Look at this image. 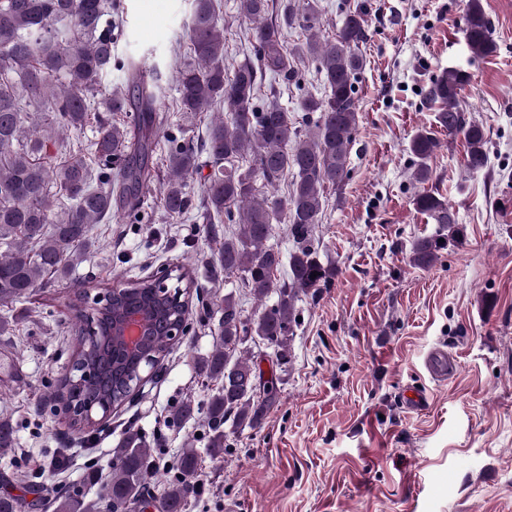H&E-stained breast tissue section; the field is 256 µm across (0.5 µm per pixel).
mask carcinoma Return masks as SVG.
I'll return each mask as SVG.
<instances>
[{
	"label": "carcinoma",
	"instance_id": "obj_1",
	"mask_svg": "<svg viewBox=\"0 0 512 512\" xmlns=\"http://www.w3.org/2000/svg\"><path fill=\"white\" fill-rule=\"evenodd\" d=\"M220 9L217 0H192L189 60L176 71L174 103L187 120L215 107L228 115L210 121L199 146L191 138L169 140L161 195L165 212L187 213L192 206L188 179L198 171L200 160L210 165L207 220L224 219L229 227L217 261L225 276L244 282L262 305L259 312L245 316L233 293L225 294L220 340L196 362L199 376L219 383L207 401L212 434L206 452L213 457L224 454V423L254 427L278 398L281 379L273 374L263 395L255 399L249 379L256 360L246 343L258 339L273 348L276 360L288 361L297 302L330 280L331 269L319 260L314 246L313 229L326 190L341 186L350 176L349 152L357 131L355 84L365 68L356 49L368 36L360 10L348 12L329 38L322 35L319 15L310 3L303 13L290 7L283 21L273 22L270 0H237L239 16L254 30L257 63L248 61L226 73ZM113 10V0H0V304L26 299L47 276L66 277L83 260L92 226L111 219L115 209L137 210L143 186L151 179L160 87L158 79L141 72L130 58L123 64L127 91L103 93V82L112 73V45L123 28V17L113 16ZM287 25L304 31L300 51L316 61L325 86L324 96L304 100V138L287 109L270 104L260 111L255 105L263 73H278L286 81L294 76ZM463 26L473 55L493 52V25L480 0H469ZM466 80L462 70L443 73L430 81L426 100L448 136L463 138L465 167L477 174L488 165L487 137L461 105L459 92ZM98 112H122L129 120L104 122L96 117ZM93 119L96 135L90 155L80 150L58 166L45 163L64 134ZM438 147L427 130L413 136L410 151L416 158L418 182L431 180L428 161ZM246 155L253 166L243 171L236 162ZM289 170L293 181L286 197L256 187V178L271 184ZM415 205L448 230L449 237L458 235L456 216L445 200L424 190ZM278 223L288 225L294 242L284 280L277 278L282 253L268 244ZM442 246L438 237L419 240L413 264H433ZM170 290L174 295L164 298L150 339L153 353L161 358L171 345L168 327L177 324L188 330L189 302L199 293V284L183 276ZM71 360L79 366L99 363L95 383L64 374L55 390L58 402L74 410L72 427L92 431L94 427L78 418L82 405L90 398L123 403L128 394L123 384L136 375V368L109 367L100 361V347L81 336ZM197 414L198 404L187 399L173 418L185 424ZM16 444L13 424L1 418L0 448ZM116 457L112 481L99 502L86 503L66 492L55 499V512H132L146 505L155 512H182L188 498L199 491L195 448L182 450L179 475L160 498L151 500L144 490L154 458L138 430L126 429ZM44 506L39 484L25 485L20 495H0V512H39Z\"/></svg>",
	"mask_w": 512,
	"mask_h": 512
}]
</instances>
